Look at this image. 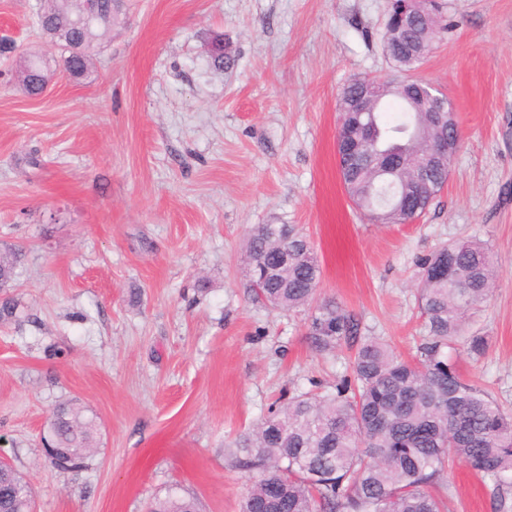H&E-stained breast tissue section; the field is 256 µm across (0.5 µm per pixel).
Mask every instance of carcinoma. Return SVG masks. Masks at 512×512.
<instances>
[{
  "label": "carcinoma",
  "instance_id": "obj_1",
  "mask_svg": "<svg viewBox=\"0 0 512 512\" xmlns=\"http://www.w3.org/2000/svg\"><path fill=\"white\" fill-rule=\"evenodd\" d=\"M115 0H95V25H76L83 0H37L42 36L62 51L63 71L76 79L88 72L102 37L112 30ZM388 0L389 58L410 69L411 50L432 47L448 31V19L430 0L428 27L401 23L398 4ZM48 81L38 54L22 58L19 84L37 96ZM350 82L339 100L340 140L357 141L343 153L339 169L349 198L378 224H406L422 217L448 182V163L430 168L428 181L414 176L416 160L444 132L430 112L413 111L406 93L390 89L373 112H349ZM401 102L409 120L382 119L383 100ZM248 288L276 310H292L314 300L321 265L307 236L288 224H258L245 243ZM21 250L0 253V280L15 283ZM418 304L427 336L419 358L404 359L387 342L361 335L360 321L335 301L311 316L309 336L322 352L355 348L352 381L336 392H304L269 412L240 438L229 456L250 477L241 512H445L449 487L444 477L462 460L498 489L512 484V416L488 394L464 381L448 355L462 336L465 313L485 301L493 281L488 248L479 241L446 244L420 260ZM20 313L15 295L0 298V323ZM45 451L62 472L85 466L93 452L96 416L78 402L63 403L49 420ZM30 484L15 468H0V512H29ZM148 512H198L196 502L171 488L150 503Z\"/></svg>",
  "mask_w": 512,
  "mask_h": 512
}]
</instances>
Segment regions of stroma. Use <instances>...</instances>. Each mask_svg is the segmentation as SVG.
Segmentation results:
<instances>
[{
	"mask_svg": "<svg viewBox=\"0 0 512 512\" xmlns=\"http://www.w3.org/2000/svg\"><path fill=\"white\" fill-rule=\"evenodd\" d=\"M35 3L0 0V251L25 252L23 312L0 324V460L37 512H143L171 488L201 512H240L249 479L228 448L269 408L349 378L348 347H313L312 307L253 299L243 258L258 224L302 229L322 261L316 301L407 358L426 335L421 258L486 242L495 286L465 333L487 349L454 358L512 415V0H439L452 28L413 76L451 100L461 139L411 224L364 219L336 156L342 88L398 75L386 0H116L90 72L55 71L31 97L22 53L61 55ZM71 399L98 432L86 467L64 474L42 438ZM445 479L448 512H493L468 464Z\"/></svg>",
	"mask_w": 512,
	"mask_h": 512,
	"instance_id": "35a3bbf8",
	"label": "stroma"
}]
</instances>
